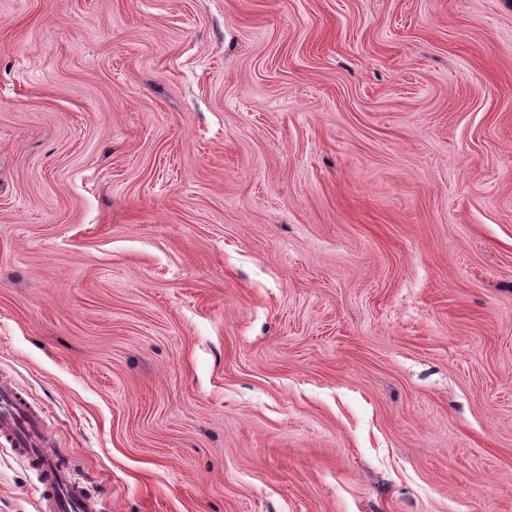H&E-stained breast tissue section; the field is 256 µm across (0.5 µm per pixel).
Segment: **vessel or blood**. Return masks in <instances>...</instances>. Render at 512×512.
<instances>
[{
	"label": "vessel or blood",
	"mask_w": 512,
	"mask_h": 512,
	"mask_svg": "<svg viewBox=\"0 0 512 512\" xmlns=\"http://www.w3.org/2000/svg\"><path fill=\"white\" fill-rule=\"evenodd\" d=\"M0 441L20 449L36 470L46 494L44 512H94L83 487L50 448L42 418L15 388L0 383Z\"/></svg>",
	"instance_id": "1"
}]
</instances>
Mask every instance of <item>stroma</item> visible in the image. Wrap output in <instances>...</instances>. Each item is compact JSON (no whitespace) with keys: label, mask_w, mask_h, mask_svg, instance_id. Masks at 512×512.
<instances>
[{"label":"stroma","mask_w":512,"mask_h":512,"mask_svg":"<svg viewBox=\"0 0 512 512\" xmlns=\"http://www.w3.org/2000/svg\"><path fill=\"white\" fill-rule=\"evenodd\" d=\"M2 378L99 512H512V0H0Z\"/></svg>","instance_id":"35a3bbf8"}]
</instances>
